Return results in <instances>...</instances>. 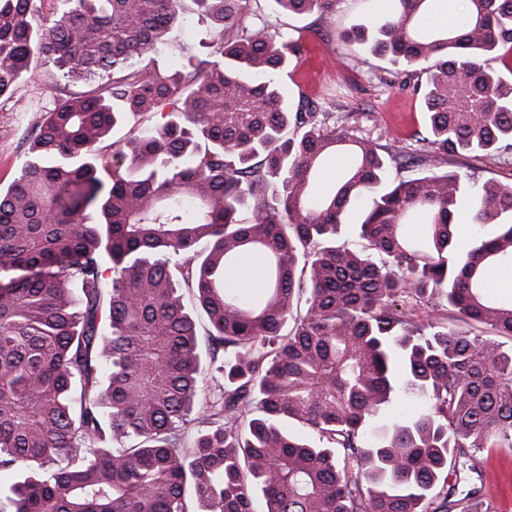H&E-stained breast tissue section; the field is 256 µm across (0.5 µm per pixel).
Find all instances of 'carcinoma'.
<instances>
[{
    "mask_svg": "<svg viewBox=\"0 0 512 512\" xmlns=\"http://www.w3.org/2000/svg\"><path fill=\"white\" fill-rule=\"evenodd\" d=\"M41 2L0 0V103L35 61L98 88L42 111L0 190V273L20 272L0 276V471L40 468L0 512H253L258 492L264 512H472L448 469L512 450V349L448 318L512 339V295L488 283L512 270V183L448 165L512 157V83L490 65L512 55V0H466L455 22L438 0H383L364 41L420 67L396 76L422 96L413 152L292 106L303 45L247 23L244 0H190L211 51L174 74L156 56L185 0ZM275 3L322 18L338 0ZM164 110L102 154L128 115ZM360 201L352 247L338 237ZM187 296L221 374L201 402ZM399 396L417 412H394Z\"/></svg>",
    "mask_w": 512,
    "mask_h": 512,
    "instance_id": "1",
    "label": "carcinoma"
}]
</instances>
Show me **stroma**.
Returning a JSON list of instances; mask_svg holds the SVG:
<instances>
[{"label": "stroma", "mask_w": 512, "mask_h": 512, "mask_svg": "<svg viewBox=\"0 0 512 512\" xmlns=\"http://www.w3.org/2000/svg\"><path fill=\"white\" fill-rule=\"evenodd\" d=\"M376 14L371 0H341L334 16L278 17L284 29L300 37L302 55L292 60L284 83L290 100L306 96L321 105L335 104L346 128L381 145L415 148L414 133L423 124L420 102L412 93L380 83L376 71L383 59L368 45L339 39V32L354 26L368 27ZM210 41L206 21L187 15L157 56L168 72L182 70L189 53H205ZM85 83H63L55 69L40 64L25 74L14 97L0 106V188L6 187L28 157L27 131L41 107L56 97L87 92ZM474 468L449 472L453 498L474 492V512H512V453L499 448H473Z\"/></svg>", "instance_id": "35a3bbf8"}]
</instances>
